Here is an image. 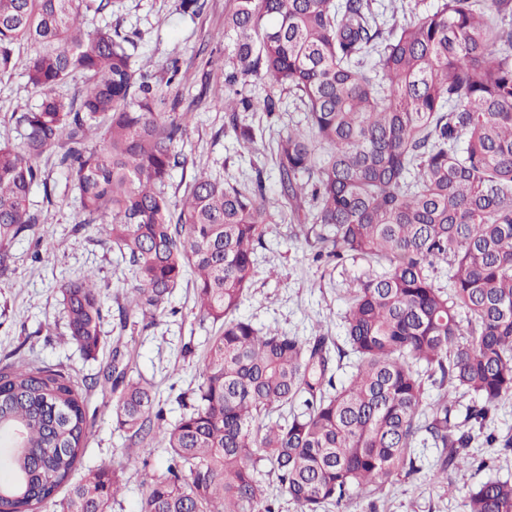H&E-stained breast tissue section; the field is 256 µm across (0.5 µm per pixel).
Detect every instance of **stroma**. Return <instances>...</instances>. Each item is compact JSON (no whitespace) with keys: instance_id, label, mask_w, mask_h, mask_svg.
I'll use <instances>...</instances> for the list:
<instances>
[{"instance_id":"1","label":"stroma","mask_w":512,"mask_h":512,"mask_svg":"<svg viewBox=\"0 0 512 512\" xmlns=\"http://www.w3.org/2000/svg\"><path fill=\"white\" fill-rule=\"evenodd\" d=\"M228 0H205L195 17L179 15L175 0H111L100 14L86 13L84 28L93 33L108 28L128 35L136 63L151 62L154 76L168 58H179L182 80L177 88L181 111L190 113L191 125L182 151L184 168L172 174L167 193L180 198L196 171L204 170L227 180L246 181L262 174L268 195L278 192L279 175L270 153L244 148L224 129V75L205 72L199 50L223 55L224 13ZM38 99L26 88L23 69L0 77V143L17 145L22 130L16 117L36 107ZM58 151L45 153L38 164L45 185L34 187L30 208L36 213V236L24 237L12 246V271L0 275V366L17 359L45 363L76 379L97 374L112 360L113 346H120L133 374L154 384L168 420L184 413V401L202 381V358L215 329L200 320L194 308L190 282L175 289L176 312L160 317L151 328L121 329L118 309L134 285L132 273L120 261L110 241L91 227H81L82 214L65 170L58 165ZM266 248L260 251L252 286L240 309L259 330L279 328L308 337L316 328L343 340V317L350 289L370 275L363 262L346 261L319 266L310 257L313 242L288 213L276 214L265 227ZM94 272L101 292L105 318L104 344L96 358L88 359L79 348L64 342L67 319L58 286L83 272ZM118 395L109 389H93L86 397L92 424L80 464L74 473L82 478L101 462L121 466L124 488L111 512H138L145 492L141 483L144 466L160 467L166 454L162 445L128 454L124 435L113 424ZM512 435V399L503 401L484 428H472V447L486 460L453 476L454 490L430 479L438 451L432 444L418 446L421 470L410 478L395 477L373 496L378 512H465L468 485L488 478L512 480V452L504 454L484 445L486 433Z\"/></svg>"}]
</instances>
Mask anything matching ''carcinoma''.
<instances>
[{"label":"carcinoma","mask_w":512,"mask_h":512,"mask_svg":"<svg viewBox=\"0 0 512 512\" xmlns=\"http://www.w3.org/2000/svg\"><path fill=\"white\" fill-rule=\"evenodd\" d=\"M110 0H0V76L16 66L40 93L23 112L18 146L0 144V273L10 245L34 235L29 196L42 181L35 160L64 142L59 157L77 192L83 225L117 248L136 282L121 311L147 328L174 314L172 294L190 279L194 306L218 325L193 404L170 422L153 385L128 376L124 355L91 383L32 362L0 367V499L38 512L70 479L90 433L84 392L112 384L115 427L128 447L165 446V467L143 473L139 512H276V482L300 512H350L394 476L420 472L413 448L428 433L441 455L431 479L453 486L448 469L476 461L471 431L512 397V0H439L384 29L371 0H230L224 57L225 128L258 144L239 113L257 108L250 79L305 113L270 147L278 196L261 174L250 185L194 175L181 199L166 192L190 113L161 80L135 64L118 31L84 34V13ZM377 52L374 71L364 56ZM78 76L71 97L56 87ZM103 128V148L87 134ZM285 207L320 226L317 264L359 258L377 267L352 292L345 346L327 333L261 332L238 315L250 288L264 224ZM448 265V287L435 283ZM70 342L89 357L103 343L95 275L59 285ZM345 356L355 370L338 384ZM448 385L426 412L423 375ZM470 397L454 422L448 397ZM123 471L90 469L69 489L63 512H110ZM466 512H512V481L467 487Z\"/></svg>","instance_id":"cac0c4a2"}]
</instances>
